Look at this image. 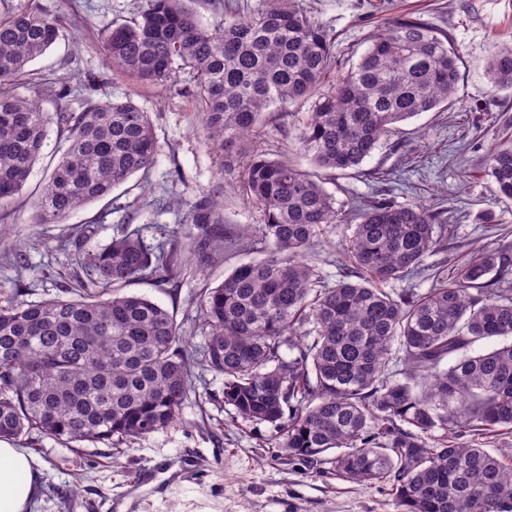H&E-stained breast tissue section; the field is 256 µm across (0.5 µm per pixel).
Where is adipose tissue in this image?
Masks as SVG:
<instances>
[{"mask_svg":"<svg viewBox=\"0 0 512 512\" xmlns=\"http://www.w3.org/2000/svg\"><path fill=\"white\" fill-rule=\"evenodd\" d=\"M38 483L34 459L0 441V512H26Z\"/></svg>","mask_w":512,"mask_h":512,"instance_id":"1","label":"adipose tissue"}]
</instances>
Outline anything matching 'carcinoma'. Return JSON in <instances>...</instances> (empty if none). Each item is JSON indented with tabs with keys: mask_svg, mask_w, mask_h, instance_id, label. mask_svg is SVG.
I'll list each match as a JSON object with an SVG mask.
<instances>
[{
	"mask_svg": "<svg viewBox=\"0 0 512 512\" xmlns=\"http://www.w3.org/2000/svg\"><path fill=\"white\" fill-rule=\"evenodd\" d=\"M192 0H148L140 18L109 29L112 68L170 86L196 76L194 99L211 150L226 157L276 104L314 100L296 149L321 169L354 170L422 112L457 103L459 50L450 37L401 17L373 34L355 67L322 89L334 40L292 0H271L245 20L206 24ZM59 19L33 0L0 14V87L30 78L28 64L59 38ZM492 90L512 88V46L487 61ZM68 146L32 217L53 224L100 200L138 172L159 146L150 114L132 95L88 98L54 112L0 92V207L25 186L51 129ZM484 173L512 200V135ZM237 187L257 206L262 258L199 294L204 336L189 350L174 314L125 288L143 277L176 286L186 264L203 272L224 242V193L199 195L184 239L144 243L123 231L83 253L77 285L30 301L18 283L0 301V438L36 435L122 443L159 432L194 390L193 364L224 376V403L268 424L277 445L314 462L331 449L336 476L389 487L398 512H512V458L458 442L463 430L512 431V252L478 249L458 269L427 259L445 250L444 211L374 199L341 216L315 175L288 158L242 157ZM354 223L336 284L305 253L330 225ZM431 281L424 292L413 285ZM407 287L386 289L390 283Z\"/></svg>",
	"mask_w": 512,
	"mask_h": 512,
	"instance_id": "carcinoma-1",
	"label": "carcinoma"
}]
</instances>
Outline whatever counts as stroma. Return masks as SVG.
Listing matches in <instances>:
<instances>
[{"label": "stroma", "instance_id": "35a3bbf8", "mask_svg": "<svg viewBox=\"0 0 512 512\" xmlns=\"http://www.w3.org/2000/svg\"><path fill=\"white\" fill-rule=\"evenodd\" d=\"M60 17L62 35L31 63L40 84L41 105L55 109L54 90L72 88L71 111H81L94 86L96 96L122 98L150 112L159 144L156 166L148 176L134 175L105 199L89 204L54 224H35L31 215L42 185L55 162L57 138H50L22 193L0 212V246L19 248L26 256L23 279L40 298L44 290L73 283L79 270L73 250L62 248L77 226L91 227L87 249L109 243L121 229H139L145 242L184 234L183 217L201 191L224 185V229L228 243L222 257L203 274L187 273L176 288L159 289L143 279L130 285L184 319L191 297L202 283L217 285L254 252L238 246L244 226L261 223L256 206L237 195L235 172L216 180L219 161L208 148L191 96L194 78L181 73L175 86L137 83L108 65L103 31L137 17L147 0H36ZM297 9L315 17L336 37L335 61L324 78L332 86L356 63L370 36L399 16H411L448 33L463 56L456 105L444 112H424L402 125L398 141L377 149L358 172H322L338 211L380 196L399 204L424 202L453 217V236L444 252L448 271H456L473 248L512 246V201L499 200L495 183L483 172L489 149L504 129L512 128V90H492L485 67L498 47L512 44V0H294ZM307 102L267 115L257 136L242 142L241 152L286 154L304 170L310 160L293 144L295 115L310 111ZM491 212L494 230L483 228L481 215ZM353 232L336 223L307 260L328 282H335L336 260ZM266 424L239 417L224 402V379L201 371L195 395L181 417L149 437L117 446L97 444L74 452L65 441L14 439L39 464L38 491L29 512H114L119 497H141L140 512H397L386 486L349 483L325 462L310 464L275 446ZM191 458L190 473L162 474L157 482L134 488L140 471L167 458Z\"/></svg>", "mask_w": 512, "mask_h": 512}]
</instances>
